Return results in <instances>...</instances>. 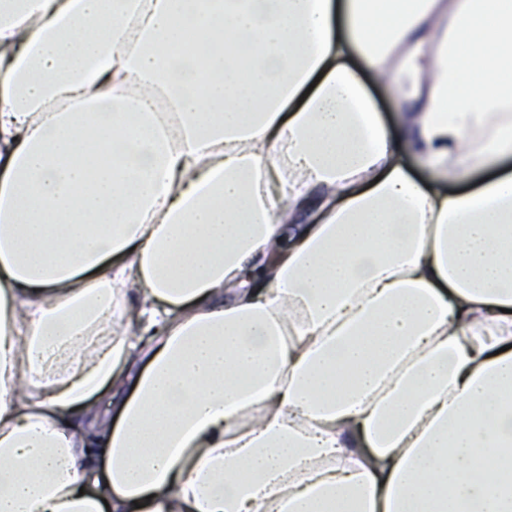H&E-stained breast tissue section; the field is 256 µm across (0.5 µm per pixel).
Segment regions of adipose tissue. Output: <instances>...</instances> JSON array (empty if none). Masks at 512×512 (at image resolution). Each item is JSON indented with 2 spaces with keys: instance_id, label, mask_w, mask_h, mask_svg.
Wrapping results in <instances>:
<instances>
[{
  "instance_id": "obj_1",
  "label": "adipose tissue",
  "mask_w": 512,
  "mask_h": 512,
  "mask_svg": "<svg viewBox=\"0 0 512 512\" xmlns=\"http://www.w3.org/2000/svg\"><path fill=\"white\" fill-rule=\"evenodd\" d=\"M0 512H512V0H0ZM349 65L357 72L360 80L366 87L371 103L376 112H378L382 123L387 127L395 145L403 149L402 162L405 168L420 181H427L429 172L422 163L419 155L409 149L404 148L407 139L406 129L401 121V113L407 108L414 106V100L408 97L409 80L404 79V92L395 98L393 95L372 83L368 70L362 62L354 57Z\"/></svg>"
}]
</instances>
